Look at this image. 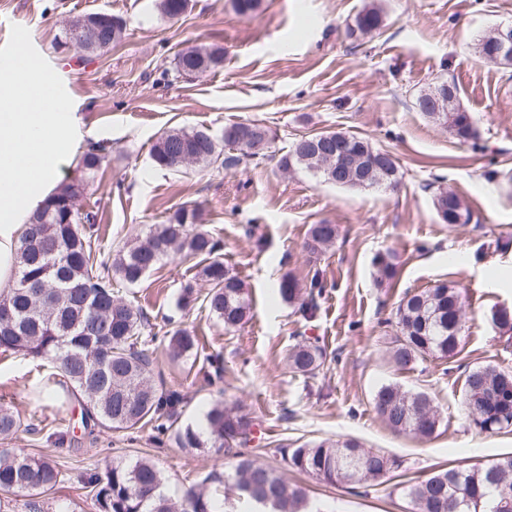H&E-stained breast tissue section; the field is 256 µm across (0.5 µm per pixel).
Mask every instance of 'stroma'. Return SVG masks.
Segmentation results:
<instances>
[{"label":"stroma","mask_w":512,"mask_h":512,"mask_svg":"<svg viewBox=\"0 0 512 512\" xmlns=\"http://www.w3.org/2000/svg\"><path fill=\"white\" fill-rule=\"evenodd\" d=\"M369 0H260L248 14L232 0H191L175 22L162 18L154 0H0V54L24 31L44 69L59 86L66 109L78 113L89 137L112 142L114 156L85 189L78 204L96 213L99 242L112 251L127 237L146 234L182 205H199L204 230L224 242V264L242 279L253 309L233 331L202 303L177 308L185 285L206 291L193 263L164 260L140 284L114 281L119 296L152 317L171 318L198 339L194 350L171 360L163 340L150 343L157 379L185 397L180 425L198 424L216 399L235 403L260 429L261 461L280 465L279 447L351 436L396 458L397 480L430 476L439 466L469 467L512 452L511 433L474 428L464 400L469 369L493 365L512 372V332L491 321L512 310V249L487 253L490 241L512 238V66L486 63L476 44L512 22V0H377L383 24L364 38L347 27ZM89 12L122 16L126 29L107 52L78 61L59 38L66 21ZM224 49L222 68L165 83L164 71L186 43ZM448 79L475 122V140L459 143L415 107L417 95ZM258 123L275 135L276 153L295 137L349 131L395 157L402 179L394 190L350 189L313 179L275 162L215 171L178 173L152 167L150 149L172 127L221 132L233 123ZM458 193L469 205L466 224L442 223L433 208L435 189ZM339 228L336 244L309 257L311 225ZM259 227L258 250L245 233ZM397 256L390 286L375 283L374 257ZM321 267L330 284L313 322L299 323L273 288L285 273ZM463 292L465 329L460 353L450 361L428 358L397 369L388 350L396 334L390 319L405 293L439 282ZM318 339L328 363L316 378L291 372L289 350ZM224 368L208 382L213 356ZM36 364L0 357V406L17 413L24 428L9 448L57 461L62 478L44 512H99L82 484L106 465L152 459L165 494L177 498L212 471L215 449H185L174 438L156 447L151 429L87 432L77 401L51 405L35 397ZM428 393L441 419L426 439L391 430L378 415L381 385ZM35 432H28V425ZM307 487L319 512H407L394 484L357 494L314 477L288 472Z\"/></svg>","instance_id":"35a3bbf8"}]
</instances>
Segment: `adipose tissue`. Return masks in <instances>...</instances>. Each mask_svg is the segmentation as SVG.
Segmentation results:
<instances>
[{"label":"adipose tissue","mask_w":512,"mask_h":512,"mask_svg":"<svg viewBox=\"0 0 512 512\" xmlns=\"http://www.w3.org/2000/svg\"><path fill=\"white\" fill-rule=\"evenodd\" d=\"M80 119L58 103L51 78L27 63H0V293L14 288L30 215L61 181Z\"/></svg>","instance_id":"adipose-tissue-1"}]
</instances>
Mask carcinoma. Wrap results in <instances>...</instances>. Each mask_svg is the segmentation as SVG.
Instances as JSON below:
<instances>
[{
    "label": "carcinoma",
    "mask_w": 512,
    "mask_h": 512,
    "mask_svg": "<svg viewBox=\"0 0 512 512\" xmlns=\"http://www.w3.org/2000/svg\"><path fill=\"white\" fill-rule=\"evenodd\" d=\"M189 0H156L164 18L183 16ZM383 23V10L372 3L354 17L348 26L350 37H366ZM126 27L124 20L100 30V41L112 45ZM224 65L223 48L190 46L174 58L172 79L202 75ZM442 82L422 91L415 105L428 108L424 116L449 127L453 137L467 142L476 137L471 115L461 108L458 86H453L457 102L445 111L438 98ZM272 140L270 131L255 123H234L217 135L202 127L192 130L173 127L163 132L150 150L154 166L180 172L186 165L174 162V153L185 150L189 164L216 170H231L249 164L259 165L269 157L260 148ZM341 147L344 158L355 164L349 188H384L400 182L391 153L377 148L365 137L344 133L336 138L330 131L302 135L292 141L278 160L288 171L295 167L327 182L335 171L327 165L328 156ZM112 142L90 141L76 158L80 178L62 182L30 218L39 234L38 243L22 239L17 251L16 285L0 294V306L11 311L13 323H0V352L22 355L42 362L46 393L57 399H75L82 406L83 423L113 430L129 431L148 424L155 441L177 423L184 395L166 388L155 379L153 359L145 347L146 338L155 337V327L144 312L125 301L112 289V278L136 285L171 254L195 261L200 274L209 282L203 298L209 312L232 331L250 316L252 304L242 280L224 266V245L209 232L198 228L197 209L182 206L144 236L123 243L105 257L96 251V215L81 212L76 201L84 187L94 180L101 166L110 161ZM433 206L440 221L455 224L470 221L466 201L453 191L438 189ZM337 226L323 222L309 229L306 249L318 253L332 246ZM376 284L384 287L397 276V265L389 253L374 261ZM28 280L41 283L47 298L28 293ZM327 286L323 271L308 270L303 278L288 272L281 276L277 294L304 322L318 312V298ZM463 299L454 284L440 282L431 288L408 293L394 314L397 336L389 352L390 361L401 370L416 361L433 356L451 359L458 353L464 325L461 324ZM107 341L110 364H99L101 342ZM197 338L178 328L168 336V349L177 358L192 351ZM326 355L318 342L304 340L288 353L289 368L307 378L323 369ZM61 387L58 395L53 386ZM465 402L471 423L482 432L512 429V373L492 365L477 366L465 379ZM375 407L386 425L396 432L429 438L439 425V414L427 393L405 390L394 384L381 386ZM253 419L236 406L216 401L205 414L203 430L190 425L176 430L184 448H215L231 458L220 473L212 471L207 482L224 483L242 502L271 507L270 512H314L306 490L288 482L284 475L258 456L243 451L251 441ZM20 428L19 417L0 407V436L7 438ZM288 468L312 475L331 487L363 488L379 482L398 468L396 461L378 451L363 448L354 438H325L299 448L277 449ZM59 464L43 455L0 448V500L25 498L28 512H42L41 503L59 483ZM100 512H224L220 491L204 486L189 488L175 501L162 490L164 480L157 465L149 459L114 463L104 475L87 480ZM410 503L424 512H512V453L488 466L441 470L425 480L398 485Z\"/></svg>",
    "instance_id": "cac0c4a2"
}]
</instances>
